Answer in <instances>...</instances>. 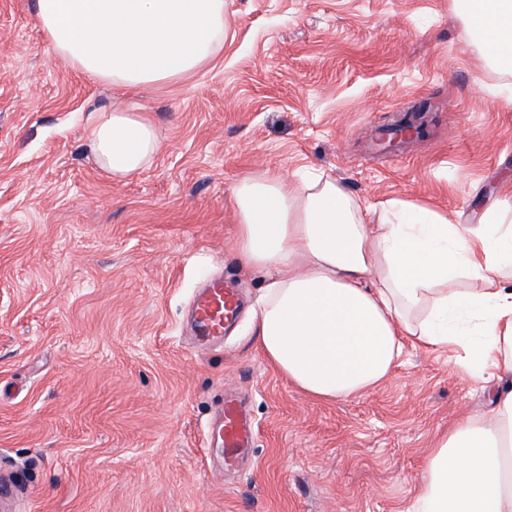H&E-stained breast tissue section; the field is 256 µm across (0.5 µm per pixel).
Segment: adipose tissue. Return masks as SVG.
<instances>
[{
  "label": "adipose tissue",
  "instance_id": "1",
  "mask_svg": "<svg viewBox=\"0 0 512 512\" xmlns=\"http://www.w3.org/2000/svg\"><path fill=\"white\" fill-rule=\"evenodd\" d=\"M489 56L512 63V0H461ZM55 55L132 89L208 64L224 38V0H36ZM101 168L121 181L159 149L135 107L101 113L90 137ZM237 252L267 283L251 326L267 360L310 397L367 393L392 376L406 346L460 347L462 372L503 377L491 415L449 428L425 465L413 512H512V225L490 206L480 224H454L399 202L394 222L370 224L335 182L272 172L232 188ZM478 281L462 293L453 284Z\"/></svg>",
  "mask_w": 512,
  "mask_h": 512
}]
</instances>
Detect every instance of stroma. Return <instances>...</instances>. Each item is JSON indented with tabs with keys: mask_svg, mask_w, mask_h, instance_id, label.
Segmentation results:
<instances>
[{
	"mask_svg": "<svg viewBox=\"0 0 512 512\" xmlns=\"http://www.w3.org/2000/svg\"><path fill=\"white\" fill-rule=\"evenodd\" d=\"M204 68L124 92L60 60L35 0H0V491L11 512H409L424 462L490 392L455 355L406 348L394 375L320 401L267 361L250 313L267 277L235 251L232 187L314 172L363 206L512 222V71L487 64L454 0H224ZM140 105L159 150L118 183L96 116ZM427 104L404 150L376 135ZM245 297L196 343L205 280ZM242 401L249 455L221 469L208 424Z\"/></svg>",
	"mask_w": 512,
	"mask_h": 512,
	"instance_id": "obj_1",
	"label": "stroma"
}]
</instances>
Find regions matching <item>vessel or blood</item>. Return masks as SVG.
I'll use <instances>...</instances> for the list:
<instances>
[{"instance_id":"obj_1","label":"vessel or blood","mask_w":512,"mask_h":512,"mask_svg":"<svg viewBox=\"0 0 512 512\" xmlns=\"http://www.w3.org/2000/svg\"><path fill=\"white\" fill-rule=\"evenodd\" d=\"M240 307L237 293L223 282H211L193 301V323L199 341L209 344L223 342L224 330ZM211 440L222 444L228 460H235L249 443L240 411L233 402H226L220 425L210 432Z\"/></svg>"}]
</instances>
